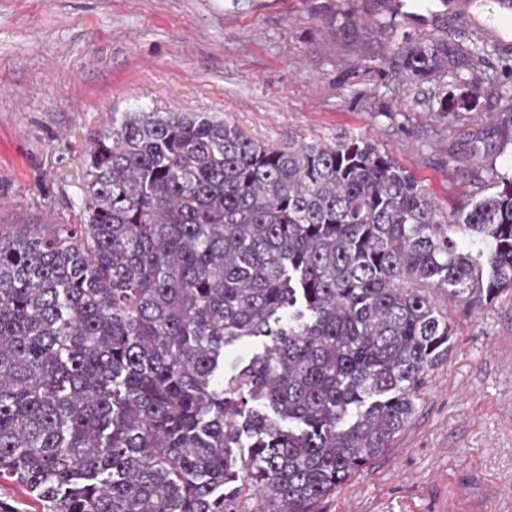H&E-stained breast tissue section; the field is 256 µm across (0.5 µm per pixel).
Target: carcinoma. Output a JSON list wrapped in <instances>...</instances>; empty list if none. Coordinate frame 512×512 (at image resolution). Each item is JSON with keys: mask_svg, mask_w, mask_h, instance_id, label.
I'll list each match as a JSON object with an SVG mask.
<instances>
[{"mask_svg": "<svg viewBox=\"0 0 512 512\" xmlns=\"http://www.w3.org/2000/svg\"><path fill=\"white\" fill-rule=\"evenodd\" d=\"M485 38L411 37L408 82L496 84ZM469 98L440 101L463 115ZM83 224H0V483L43 512H317L409 425L448 313L512 297V177L447 214L365 137L274 146L127 112ZM264 337L224 380V352Z\"/></svg>", "mask_w": 512, "mask_h": 512, "instance_id": "carcinoma-1", "label": "carcinoma"}]
</instances>
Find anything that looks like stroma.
Instances as JSON below:
<instances>
[{
  "label": "stroma",
  "instance_id": "1",
  "mask_svg": "<svg viewBox=\"0 0 512 512\" xmlns=\"http://www.w3.org/2000/svg\"><path fill=\"white\" fill-rule=\"evenodd\" d=\"M493 6L458 0L449 38L475 36ZM353 11L391 15L383 0H0V224L82 223L93 136L142 108L216 116L275 146L367 137L456 207L475 166L450 168L448 151L498 123L492 87L466 121L441 115L465 85L411 84L383 61L432 22L355 36ZM430 295L455 329L447 360L414 422L321 512H512V300Z\"/></svg>",
  "mask_w": 512,
  "mask_h": 512
}]
</instances>
